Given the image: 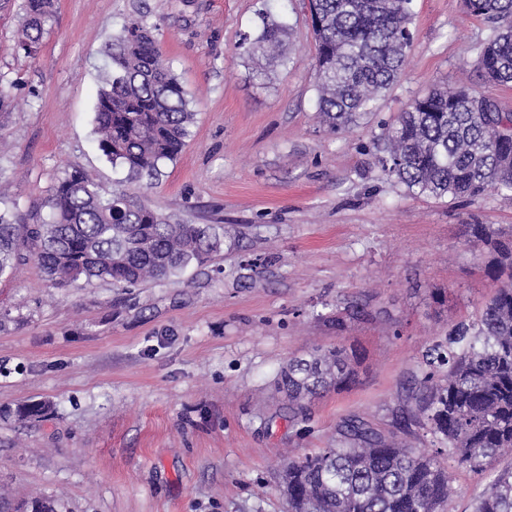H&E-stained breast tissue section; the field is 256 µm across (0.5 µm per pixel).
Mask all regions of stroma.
Returning a JSON list of instances; mask_svg holds the SVG:
<instances>
[{
    "label": "stroma",
    "mask_w": 512,
    "mask_h": 512,
    "mask_svg": "<svg viewBox=\"0 0 512 512\" xmlns=\"http://www.w3.org/2000/svg\"><path fill=\"white\" fill-rule=\"evenodd\" d=\"M409 10L401 77L333 134L317 112L306 0H54L34 58L16 48L23 0L0 7V190L20 223L47 219L68 170L106 188L124 181L98 148L94 115L105 48L140 16L196 122L138 193L183 222L224 227L206 266L131 290L57 288L31 261L0 282V487L56 497L66 512H288L286 458L336 447L349 417L390 431L422 353L494 291L469 225L512 232V195H418L382 170L385 126L432 88L480 83L493 34L462 0ZM271 21L285 30L273 62L244 49ZM355 300L370 317L337 330L331 316ZM336 346L353 352L356 383L291 425L279 371ZM39 400L53 412L17 420ZM505 470L510 450L479 475L449 462L448 512H474Z\"/></svg>",
    "instance_id": "obj_1"
}]
</instances>
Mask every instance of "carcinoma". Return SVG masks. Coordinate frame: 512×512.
Masks as SVG:
<instances>
[{
    "label": "carcinoma",
    "instance_id": "cac0c4a2",
    "mask_svg": "<svg viewBox=\"0 0 512 512\" xmlns=\"http://www.w3.org/2000/svg\"><path fill=\"white\" fill-rule=\"evenodd\" d=\"M410 0H308L317 41L318 112L332 133L372 111L393 85L413 42ZM471 16L491 25L479 53L488 84L512 85V0H463ZM18 47L39 54L53 17L52 0H25ZM281 29L264 26L249 49L275 51ZM112 70L99 89L95 134L106 158L139 182L175 160L196 113L188 92L141 18L112 37ZM383 171L411 192L434 197L512 193V112L476 86L439 87L415 97L385 135ZM49 219L18 224L0 210V282L34 261L60 288L100 283L135 288L202 267L224 249V225L185 224L126 189H107L78 169L65 173L48 198ZM486 255L496 291L472 320L451 325L445 341L423 356L394 430L385 434L358 417L341 422L342 446L289 459L283 474L288 512H444L448 458L483 472L512 450V235L469 225ZM343 347L291 360L277 381L288 421H309L320 393L355 380ZM47 402L19 406L17 419L50 414ZM429 433L435 448H410L399 433ZM0 512H60L52 497L0 495ZM475 512H512V473L498 475Z\"/></svg>",
    "mask_w": 512,
    "mask_h": 512
}]
</instances>
